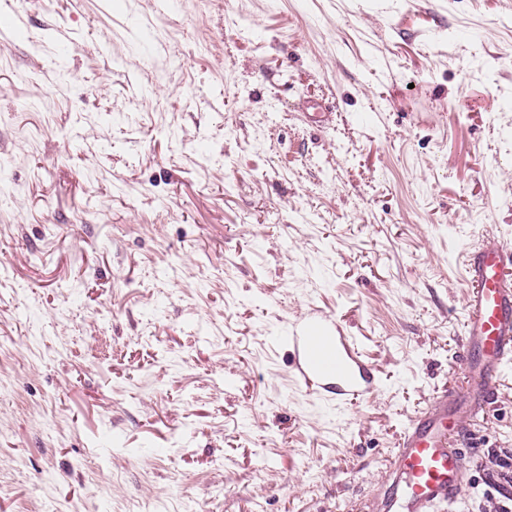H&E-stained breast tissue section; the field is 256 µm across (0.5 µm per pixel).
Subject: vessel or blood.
Wrapping results in <instances>:
<instances>
[{"label":"vessel or blood","instance_id":"b4317fda","mask_svg":"<svg viewBox=\"0 0 512 512\" xmlns=\"http://www.w3.org/2000/svg\"><path fill=\"white\" fill-rule=\"evenodd\" d=\"M463 361L466 383L444 391L411 420L396 448L379 512H433L464 493L465 462L449 437L472 407H490L512 363V257L486 235L468 255ZM296 377L307 393L345 405L374 396L380 381L354 336L310 310L288 339Z\"/></svg>","mask_w":512,"mask_h":512}]
</instances>
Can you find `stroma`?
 Listing matches in <instances>:
<instances>
[{
  "label": "stroma",
  "mask_w": 512,
  "mask_h": 512,
  "mask_svg": "<svg viewBox=\"0 0 512 512\" xmlns=\"http://www.w3.org/2000/svg\"><path fill=\"white\" fill-rule=\"evenodd\" d=\"M0 512H372L512 251V0H0ZM381 387L289 378L308 310ZM454 437L487 512L512 368Z\"/></svg>",
  "instance_id": "1"
}]
</instances>
